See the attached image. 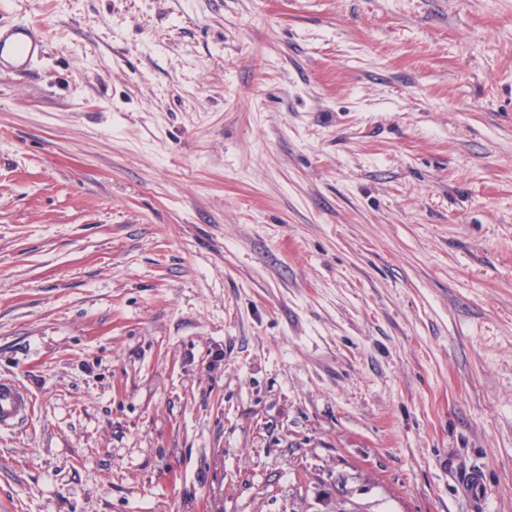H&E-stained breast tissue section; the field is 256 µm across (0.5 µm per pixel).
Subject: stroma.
I'll return each instance as SVG.
<instances>
[{"instance_id": "stroma-1", "label": "stroma", "mask_w": 512, "mask_h": 512, "mask_svg": "<svg viewBox=\"0 0 512 512\" xmlns=\"http://www.w3.org/2000/svg\"><path fill=\"white\" fill-rule=\"evenodd\" d=\"M4 10L0 512H512V0ZM44 53L45 43L29 24L0 21V72L25 77ZM31 409L29 390L17 380L0 378V432L13 431L28 421Z\"/></svg>"}]
</instances>
